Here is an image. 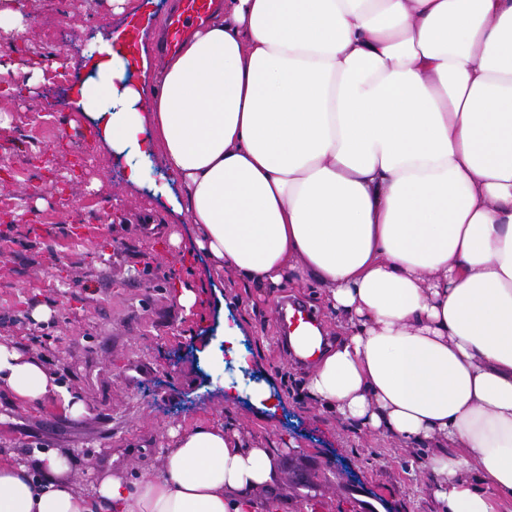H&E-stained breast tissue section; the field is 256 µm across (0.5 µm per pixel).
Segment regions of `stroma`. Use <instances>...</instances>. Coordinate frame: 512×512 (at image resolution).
Returning a JSON list of instances; mask_svg holds the SVG:
<instances>
[{"label": "stroma", "instance_id": "stroma-1", "mask_svg": "<svg viewBox=\"0 0 512 512\" xmlns=\"http://www.w3.org/2000/svg\"><path fill=\"white\" fill-rule=\"evenodd\" d=\"M170 4L128 0L117 13L111 0H26L31 26L0 50L21 69L0 75V342L46 356L86 407L74 417L0 393V449L67 453L84 488L102 473L159 475L170 432L206 421L274 451L277 481L257 496L279 497L282 512H435L418 450L312 399L308 369L282 350L286 298L338 335L324 290L246 288L216 271L172 209L161 155L151 183L134 186L126 157L89 137L74 105L88 60L78 40L124 38L132 20L150 35ZM61 71L70 80L50 94ZM38 306L48 319H32ZM228 325L240 331L231 375L213 364Z\"/></svg>", "mask_w": 512, "mask_h": 512}]
</instances>
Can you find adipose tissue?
Returning <instances> with one entry per match:
<instances>
[{
    "label": "adipose tissue",
    "instance_id": "ef3b65f1",
    "mask_svg": "<svg viewBox=\"0 0 512 512\" xmlns=\"http://www.w3.org/2000/svg\"><path fill=\"white\" fill-rule=\"evenodd\" d=\"M77 107L130 183L161 153L177 213L246 284L326 287L343 335L308 394L425 454L436 512L512 503V0H228L151 68L111 41ZM85 405L0 343V393ZM0 452V512H281L271 449L201 422L151 479L72 483Z\"/></svg>",
    "mask_w": 512,
    "mask_h": 512
}]
</instances>
